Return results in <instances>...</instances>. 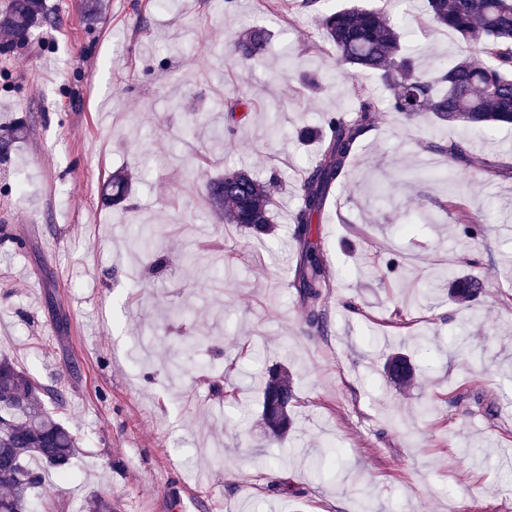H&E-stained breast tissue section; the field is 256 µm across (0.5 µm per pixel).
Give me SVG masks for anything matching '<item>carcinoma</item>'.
Masks as SVG:
<instances>
[{
    "instance_id": "1",
    "label": "carcinoma",
    "mask_w": 512,
    "mask_h": 512,
    "mask_svg": "<svg viewBox=\"0 0 512 512\" xmlns=\"http://www.w3.org/2000/svg\"><path fill=\"white\" fill-rule=\"evenodd\" d=\"M425 10L429 26L452 30L473 44L487 62L463 58L446 68L422 70L403 42L398 23L381 9L326 10L318 19L342 64L378 75L390 91L389 111L408 120L430 112L438 123L465 127L512 124V0H426ZM47 21L43 0H8L0 9V34L4 35L0 56L7 57L25 45ZM268 39L266 30L255 28L232 41L230 51L238 63L250 65L264 52ZM351 96L353 115L331 114L317 131L320 154L301 178L300 205L292 218V239L299 256L293 286L312 325L320 323L330 284L320 249L312 241V223L324 213L333 188L351 166L380 112L377 101L355 81ZM22 136V125L0 129V157H8ZM429 147L456 169L470 166L468 151L460 142L445 146L431 141ZM130 185L128 173L112 174L106 186L112 204L126 200ZM203 195L224 223L237 224L255 237L271 234V182L245 169L227 170L205 180ZM450 291L454 299L470 301L481 292V285L456 277ZM415 372V364L403 352L386 360L387 377L400 387L410 385ZM0 398L15 406L9 413L0 412V512H36L42 474L30 462L63 473L76 457L79 441L57 417L56 410L64 404L61 391L27 375L6 354L0 356ZM294 400L288 369L275 366L268 370L260 421L270 440L288 436ZM88 509L112 512L116 506L110 495L96 493Z\"/></svg>"
}]
</instances>
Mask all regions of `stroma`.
<instances>
[{"label": "stroma", "instance_id": "1", "mask_svg": "<svg viewBox=\"0 0 512 512\" xmlns=\"http://www.w3.org/2000/svg\"><path fill=\"white\" fill-rule=\"evenodd\" d=\"M373 4L421 66L471 55L451 30H421L423 0ZM46 7L53 23L0 58V125L27 128L0 164V353L62 390L80 439L69 475L45 473L53 512H87L100 492L121 512H512V125L380 112L312 224L330 278L318 332L292 286L298 186L320 151L300 132L352 106L318 9ZM252 27L272 39L247 68L226 46ZM230 101L247 114L232 130ZM431 139L464 140L455 183ZM240 167L276 181L273 236L219 222L194 178ZM121 168L133 194L115 206L103 188ZM452 272L482 282L475 301L449 300ZM399 346L419 369L407 389L382 371ZM279 364L296 399L277 445L259 401ZM337 449L339 476H312Z\"/></svg>", "mask_w": 512, "mask_h": 512}]
</instances>
